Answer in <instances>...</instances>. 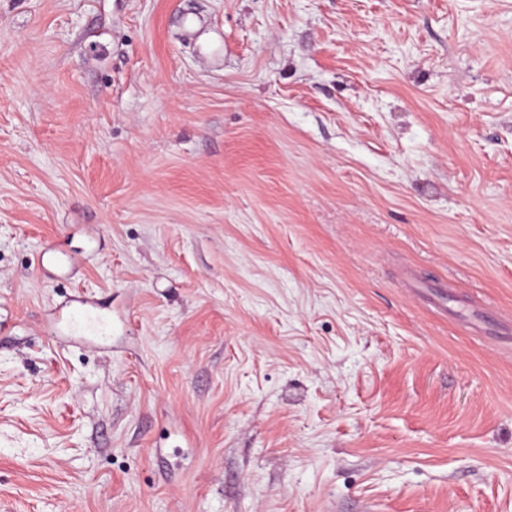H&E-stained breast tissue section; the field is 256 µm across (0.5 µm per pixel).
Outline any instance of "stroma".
Instances as JSON below:
<instances>
[{"mask_svg":"<svg viewBox=\"0 0 512 512\" xmlns=\"http://www.w3.org/2000/svg\"><path fill=\"white\" fill-rule=\"evenodd\" d=\"M512 0H0V512H512Z\"/></svg>","mask_w":512,"mask_h":512,"instance_id":"obj_1","label":"stroma"}]
</instances>
